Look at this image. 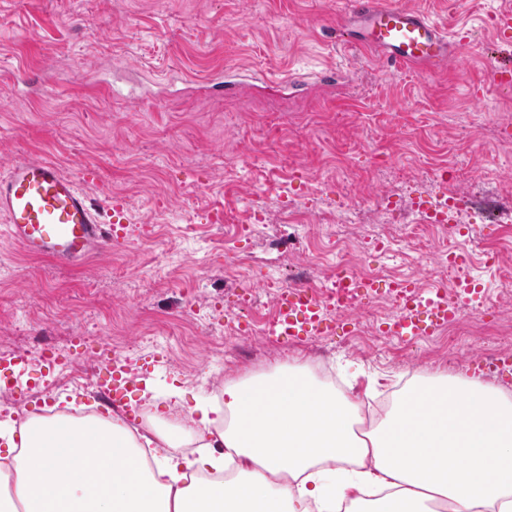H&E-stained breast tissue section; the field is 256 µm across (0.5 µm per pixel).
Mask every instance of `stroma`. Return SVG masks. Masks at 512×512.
<instances>
[{"instance_id":"stroma-1","label":"stroma","mask_w":512,"mask_h":512,"mask_svg":"<svg viewBox=\"0 0 512 512\" xmlns=\"http://www.w3.org/2000/svg\"><path fill=\"white\" fill-rule=\"evenodd\" d=\"M442 29L462 32L464 54L447 70H393L378 55L336 46L326 31L343 0H0V174L20 156L56 162L90 194L101 223L120 209L126 236L79 266L29 256L0 216V357L19 345L18 408L32 418L61 398L109 417L96 391L59 387L42 349L66 362L98 361L128 344L121 363L142 384L120 417L131 427L172 417L218 381L247 378L326 349L330 363L362 370L376 397L414 370L418 378L481 371L512 392V223L484 212L478 230L406 236L382 223L374 203L390 196L411 215L457 188L478 201H512V96L484 80L512 60L493 18L512 0H402ZM235 85L218 97L213 77ZM260 195L267 221L251 224L245 192ZM316 202L319 223L278 248L285 206ZM353 209V223L342 213ZM232 223H213L215 210ZM453 238L463 276L482 287L474 321L427 336H396L389 283L440 276L436 246ZM254 256L227 270L225 246ZM309 262L322 275L349 265L380 281L360 300L354 326L301 341L271 331L282 282ZM175 385L182 398L153 396Z\"/></svg>"}]
</instances>
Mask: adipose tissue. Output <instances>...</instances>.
<instances>
[{"mask_svg":"<svg viewBox=\"0 0 512 512\" xmlns=\"http://www.w3.org/2000/svg\"><path fill=\"white\" fill-rule=\"evenodd\" d=\"M196 412L140 437L118 416L90 432L63 415L1 422L4 512H338L370 494L373 512H512V397L477 375L418 383L362 433L361 402L299 358Z\"/></svg>","mask_w":512,"mask_h":512,"instance_id":"1","label":"adipose tissue"}]
</instances>
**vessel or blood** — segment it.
I'll use <instances>...</instances> for the list:
<instances>
[{
    "mask_svg": "<svg viewBox=\"0 0 512 512\" xmlns=\"http://www.w3.org/2000/svg\"><path fill=\"white\" fill-rule=\"evenodd\" d=\"M338 41L380 54L388 66L417 67L434 73L452 63L454 42L423 13L397 0H345L333 31ZM0 214L11 238L29 255L55 263L83 264L104 242L119 236L121 219L99 223L95 205L59 167L40 158L22 157L0 175ZM367 282L355 274L337 273L333 299L343 305ZM427 300L407 296L404 316L394 324L399 336H424L455 315L445 285L432 288ZM321 326L320 303L313 290H284L278 301L273 331L297 338L312 336ZM113 406L122 407L132 394L131 380L111 374L100 383Z\"/></svg>",
    "mask_w": 512,
    "mask_h": 512,
    "instance_id": "obj_1",
    "label": "vessel or blood"
}]
</instances>
